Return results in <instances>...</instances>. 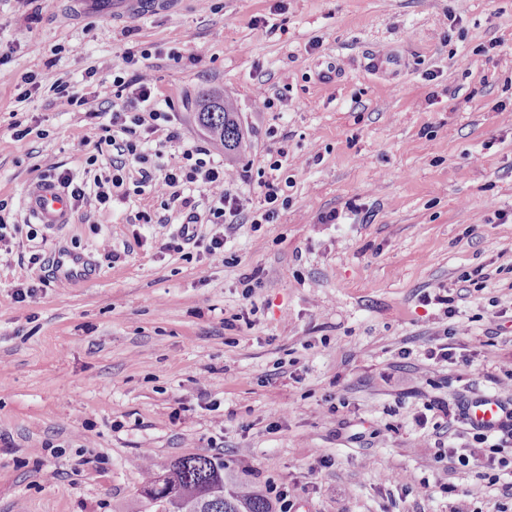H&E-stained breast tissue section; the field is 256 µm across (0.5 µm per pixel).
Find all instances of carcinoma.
I'll return each instance as SVG.
<instances>
[{
  "instance_id": "carcinoma-1",
  "label": "carcinoma",
  "mask_w": 512,
  "mask_h": 512,
  "mask_svg": "<svg viewBox=\"0 0 512 512\" xmlns=\"http://www.w3.org/2000/svg\"><path fill=\"white\" fill-rule=\"evenodd\" d=\"M199 124L213 141L231 150L239 142L240 131L235 122L231 99L224 95L205 94L197 112ZM165 480L175 512H212L209 500L222 498L219 512H276L271 500L260 490L225 471V464L212 456H182L162 470L149 467L143 484L137 490L140 502Z\"/></svg>"
}]
</instances>
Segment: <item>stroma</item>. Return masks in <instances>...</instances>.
I'll return each mask as SVG.
<instances>
[{"label": "stroma", "mask_w": 512, "mask_h": 512, "mask_svg": "<svg viewBox=\"0 0 512 512\" xmlns=\"http://www.w3.org/2000/svg\"><path fill=\"white\" fill-rule=\"evenodd\" d=\"M129 51L172 118L157 139L177 129L180 147L251 174L223 260L206 253L202 192L177 250L186 211L137 192L135 171L126 197L95 198L112 156L87 142L108 120L96 94L133 73ZM210 92L232 99L234 155L193 118ZM49 160L86 192L55 229L23 206ZM264 179L287 205L256 224ZM0 218V512H137L147 448L158 466L220 455L288 492L291 512L499 497L425 449L471 443L461 406L496 393L512 361V0H177L116 20L0 0ZM62 249L92 276L60 284ZM443 288L455 317L431 300ZM462 324L452 344L469 363L429 360Z\"/></svg>", "instance_id": "1"}]
</instances>
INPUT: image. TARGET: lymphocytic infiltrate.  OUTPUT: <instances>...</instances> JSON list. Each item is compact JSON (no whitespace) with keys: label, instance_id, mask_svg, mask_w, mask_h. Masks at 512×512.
I'll return each mask as SVG.
<instances>
[{"label":"lymphocytic infiltrate","instance_id":"1","mask_svg":"<svg viewBox=\"0 0 512 512\" xmlns=\"http://www.w3.org/2000/svg\"><path fill=\"white\" fill-rule=\"evenodd\" d=\"M153 81L145 69L112 80L115 102L110 121L103 128L114 150L112 175L98 182L97 201L108 203L114 190L122 187L125 169L132 168L139 174L140 188L153 190L167 197L169 203L188 209L189 223L198 221L190 212L192 198L184 194L192 187L205 192L211 201L209 223L234 226L243 212L238 175L214 161L204 146L165 155V143L176 141L177 133H169L165 142L152 143L159 122L171 120L170 113L154 102ZM431 453L447 462L449 470L472 471L487 487L502 486L504 497L495 501L492 512H512V410L498 428L475 432L471 447L454 448L439 442Z\"/></svg>","mask_w":512,"mask_h":512}]
</instances>
